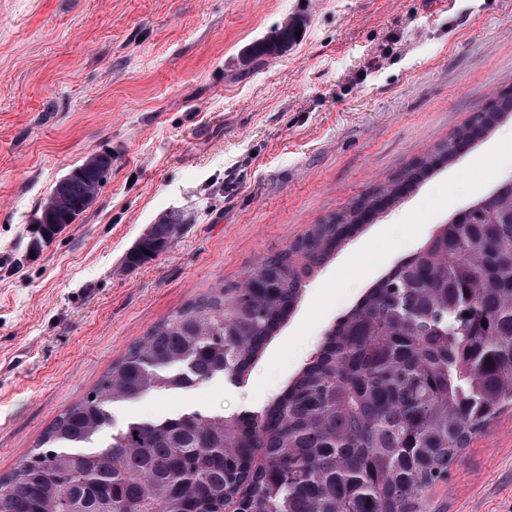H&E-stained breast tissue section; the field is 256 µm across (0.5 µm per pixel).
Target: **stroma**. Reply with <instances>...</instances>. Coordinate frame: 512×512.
Returning <instances> with one entry per match:
<instances>
[{
    "label": "stroma",
    "instance_id": "stroma-1",
    "mask_svg": "<svg viewBox=\"0 0 512 512\" xmlns=\"http://www.w3.org/2000/svg\"><path fill=\"white\" fill-rule=\"evenodd\" d=\"M288 51L247 57L286 19ZM512 88V0H0V475L138 339L197 295L241 282L310 225L346 211ZM512 115L336 250L249 376L112 405V426L263 408L326 329L462 207ZM112 167L79 223L40 252L53 183ZM181 221L166 252H126ZM425 512H512V410L424 494ZM180 224L176 219H163L157 224H151L147 229L148 233L142 237L138 248H131L126 254L124 265L130 268L142 265L160 253L167 250L173 239L176 237ZM141 248L149 251L144 254Z\"/></svg>",
    "mask_w": 512,
    "mask_h": 512
}]
</instances>
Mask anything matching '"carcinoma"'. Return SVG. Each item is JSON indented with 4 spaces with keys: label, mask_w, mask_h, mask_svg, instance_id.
<instances>
[{
    "label": "carcinoma",
    "mask_w": 512,
    "mask_h": 512,
    "mask_svg": "<svg viewBox=\"0 0 512 512\" xmlns=\"http://www.w3.org/2000/svg\"><path fill=\"white\" fill-rule=\"evenodd\" d=\"M298 30L287 20L253 55L287 49ZM511 107L498 94L404 177L311 226L243 282L212 288L158 323L0 477V512H224L237 496L247 512H423L422 493L512 409V192L498 195L492 214L477 207L439 225L328 328L262 411L188 410L130 421L104 445L94 440L112 426L114 401L217 374L243 378L306 279L360 230L363 215L406 196ZM74 171L63 186L68 205L37 211V249L102 188L106 171L84 163ZM179 227L168 218L150 225L124 265L166 251Z\"/></svg>",
    "instance_id": "1"
}]
</instances>
